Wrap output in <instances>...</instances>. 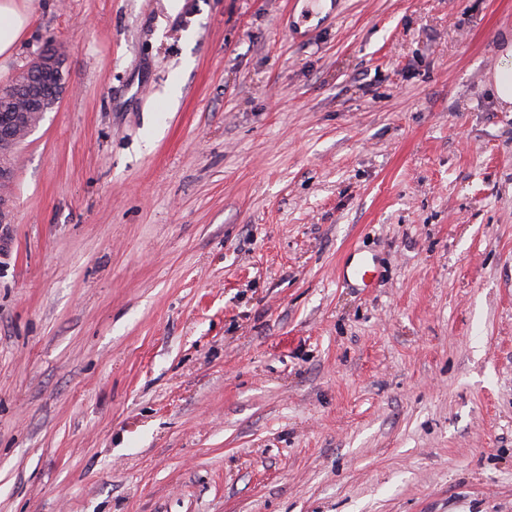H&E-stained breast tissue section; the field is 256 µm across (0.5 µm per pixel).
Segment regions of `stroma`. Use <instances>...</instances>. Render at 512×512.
Returning <instances> with one entry per match:
<instances>
[{
  "instance_id": "1",
  "label": "stroma",
  "mask_w": 512,
  "mask_h": 512,
  "mask_svg": "<svg viewBox=\"0 0 512 512\" xmlns=\"http://www.w3.org/2000/svg\"><path fill=\"white\" fill-rule=\"evenodd\" d=\"M17 3L0 512H512V0ZM491 79L496 96L502 105H512V41L501 54ZM65 67V61L57 58L56 56L51 57L50 54L43 53L40 55L38 60L31 66L32 71L38 74V79L33 85L36 87V91L32 92L28 97L26 91L23 89L25 82L28 80L25 71H22L17 78L16 87H12L9 90H5L0 94V107L6 112H15V101L21 98L28 100V106L30 108H37L42 100L47 99L44 102V109L42 113L52 109L54 102L50 98H56V103L62 95L60 77ZM354 253L342 266V278L346 283L351 284V279L361 283L363 288H369L375 274L377 273L378 262L374 256L360 255L355 260Z\"/></svg>"
}]
</instances>
